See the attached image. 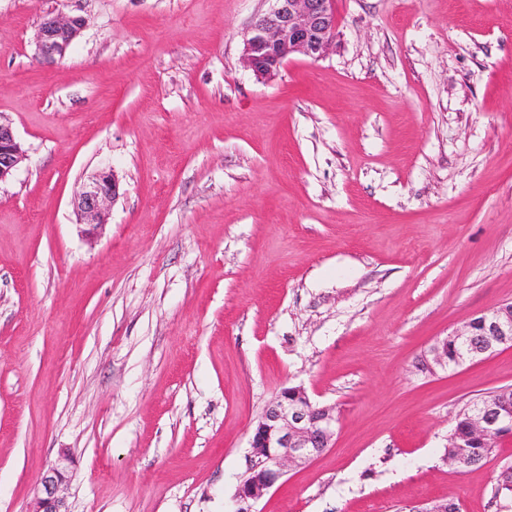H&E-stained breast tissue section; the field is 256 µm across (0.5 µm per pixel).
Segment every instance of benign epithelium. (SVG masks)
<instances>
[{"instance_id": "7a95c632", "label": "benign epithelium", "mask_w": 512, "mask_h": 512, "mask_svg": "<svg viewBox=\"0 0 512 512\" xmlns=\"http://www.w3.org/2000/svg\"><path fill=\"white\" fill-rule=\"evenodd\" d=\"M273 8L253 22L244 39L243 62L263 81L274 79L294 55L318 60L331 49L336 35V0H273ZM84 27L79 15H47L36 41V56L63 57ZM25 159L12 127L0 122V182L12 175ZM120 196L113 172L102 168L83 184L74 207L83 223H107L108 207ZM455 346L459 363L481 360L487 354L512 349V302L481 312L463 328L436 338L417 358L419 371L436 374L448 369V342ZM505 398H495L476 408L469 418L470 437L499 440L512 432V408ZM332 407L312 401L301 387L285 388L262 412L251 436L252 477L240 485L236 512H249L285 475L330 447L335 434ZM66 468L58 463L40 479L33 512H66L61 487Z\"/></svg>"}]
</instances>
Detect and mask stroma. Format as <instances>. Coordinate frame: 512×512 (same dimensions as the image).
Returning a JSON list of instances; mask_svg holds the SVG:
<instances>
[{
    "instance_id": "obj_1",
    "label": "stroma",
    "mask_w": 512,
    "mask_h": 512,
    "mask_svg": "<svg viewBox=\"0 0 512 512\" xmlns=\"http://www.w3.org/2000/svg\"><path fill=\"white\" fill-rule=\"evenodd\" d=\"M270 0H0V512L61 449L69 512H234L287 387L332 448L254 512H512L443 459L512 350L427 376L436 337L512 300V0H338L332 52L242 60ZM87 24L35 54L45 13ZM113 170L88 233L73 199ZM24 159L12 127L0 121V182L12 175Z\"/></svg>"
}]
</instances>
